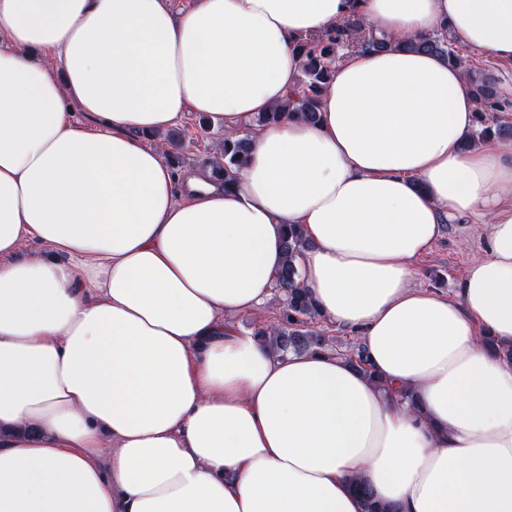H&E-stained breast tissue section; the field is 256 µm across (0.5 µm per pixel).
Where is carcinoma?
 I'll return each instance as SVG.
<instances>
[{
	"label": "carcinoma",
	"instance_id": "carcinoma-1",
	"mask_svg": "<svg viewBox=\"0 0 512 512\" xmlns=\"http://www.w3.org/2000/svg\"><path fill=\"white\" fill-rule=\"evenodd\" d=\"M386 46L385 41L373 35H366L362 25L357 22L348 23L345 28L334 31L324 39L300 44L299 50L303 54L304 61L298 89L293 92V95L287 97L278 108L262 113L250 121L239 137L235 139L224 137L220 150V161L214 165L216 173L226 182L233 180L236 170L245 163L250 148L249 133L255 127L277 121L293 113L301 114L313 123L319 120V94L326 83L330 81L336 61L341 59V55L338 54L339 49L343 47L383 49ZM408 49L433 52L454 63L467 60L466 49L459 44L456 38L448 35L446 30L436 36L412 43ZM468 76L479 103L478 111H497L498 91L494 84L489 79L473 72L468 73ZM511 137L512 126L505 127L500 124L493 127L486 126L477 133L479 139L506 140ZM305 248H307V242L300 225H287L283 238L286 260L277 273L274 285L281 295L280 320L275 325L261 327L254 332V335L260 337L276 353L287 351L297 354L309 351L326 352L330 347V337L310 328V325L321 319V316L299 283L300 270L295 259ZM341 358L363 373L369 376L373 375L361 343H356L349 352L341 355ZM356 492L363 500L364 512H389L383 504L372 497L364 486H356Z\"/></svg>",
	"mask_w": 512,
	"mask_h": 512
}]
</instances>
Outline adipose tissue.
<instances>
[{
    "instance_id": "1",
    "label": "adipose tissue",
    "mask_w": 512,
    "mask_h": 512,
    "mask_svg": "<svg viewBox=\"0 0 512 512\" xmlns=\"http://www.w3.org/2000/svg\"><path fill=\"white\" fill-rule=\"evenodd\" d=\"M354 19L387 47L337 63L318 122L253 130L232 184L143 142L186 112L239 133ZM446 27L512 62V0H0V512H362L357 478L395 512H512V149L466 148L463 67L408 50ZM471 214L487 259L415 287ZM289 224L377 380L237 330Z\"/></svg>"
}]
</instances>
